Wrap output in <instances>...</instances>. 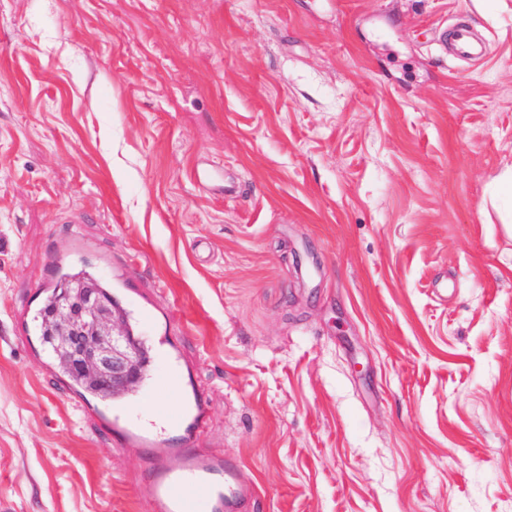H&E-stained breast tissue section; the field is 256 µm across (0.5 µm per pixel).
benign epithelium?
Instances as JSON below:
<instances>
[{"mask_svg":"<svg viewBox=\"0 0 512 512\" xmlns=\"http://www.w3.org/2000/svg\"><path fill=\"white\" fill-rule=\"evenodd\" d=\"M61 365L87 384L130 394L140 386V352L127 327L91 283L70 287L50 317Z\"/></svg>","mask_w":512,"mask_h":512,"instance_id":"7a95c632","label":"benign epithelium"}]
</instances>
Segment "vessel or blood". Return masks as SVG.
<instances>
[{
    "instance_id": "b4317fda",
    "label": "vessel or blood",
    "mask_w": 512,
    "mask_h": 512,
    "mask_svg": "<svg viewBox=\"0 0 512 512\" xmlns=\"http://www.w3.org/2000/svg\"><path fill=\"white\" fill-rule=\"evenodd\" d=\"M206 409L192 407L146 414L131 408L106 419L115 440L141 449L150 474V512H243L255 489L240 465L224 454L195 448Z\"/></svg>"
}]
</instances>
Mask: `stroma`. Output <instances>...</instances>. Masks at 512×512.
Segmentation results:
<instances>
[{
    "label": "stroma",
    "instance_id": "stroma-1",
    "mask_svg": "<svg viewBox=\"0 0 512 512\" xmlns=\"http://www.w3.org/2000/svg\"><path fill=\"white\" fill-rule=\"evenodd\" d=\"M511 168L512 0H0V512H149L40 340L81 269L245 512H512Z\"/></svg>",
    "mask_w": 512,
    "mask_h": 512
}]
</instances>
